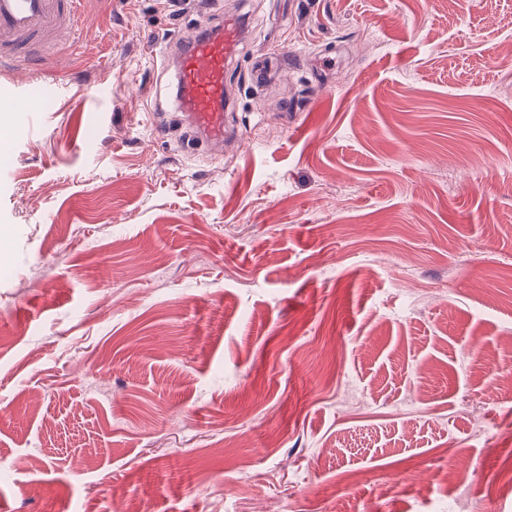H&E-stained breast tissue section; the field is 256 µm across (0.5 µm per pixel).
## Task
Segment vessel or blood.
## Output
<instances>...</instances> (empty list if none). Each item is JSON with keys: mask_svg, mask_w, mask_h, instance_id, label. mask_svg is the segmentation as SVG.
<instances>
[{"mask_svg": "<svg viewBox=\"0 0 512 512\" xmlns=\"http://www.w3.org/2000/svg\"><path fill=\"white\" fill-rule=\"evenodd\" d=\"M82 0H0V61L24 72L38 47L74 32L86 22ZM244 29L239 13L218 14L213 23L170 40L161 57L164 93L171 100L173 120L215 150L230 136V106L224 71L231 63Z\"/></svg>", "mask_w": 512, "mask_h": 512, "instance_id": "b4317fda", "label": "vessel or blood"}]
</instances>
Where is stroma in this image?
I'll return each instance as SVG.
<instances>
[{
  "mask_svg": "<svg viewBox=\"0 0 512 512\" xmlns=\"http://www.w3.org/2000/svg\"><path fill=\"white\" fill-rule=\"evenodd\" d=\"M82 8L0 134V512H512V0ZM223 10L218 155L151 96Z\"/></svg>",
  "mask_w": 512,
  "mask_h": 512,
  "instance_id": "stroma-1",
  "label": "stroma"
}]
</instances>
